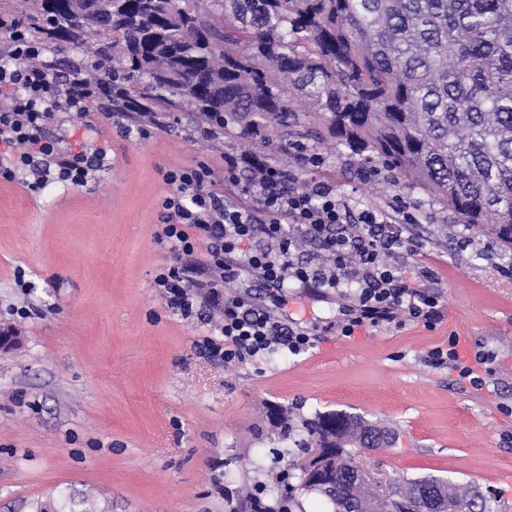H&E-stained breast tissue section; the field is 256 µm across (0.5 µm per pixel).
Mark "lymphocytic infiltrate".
I'll use <instances>...</instances> for the list:
<instances>
[{"label": "lymphocytic infiltrate", "mask_w": 512, "mask_h": 512, "mask_svg": "<svg viewBox=\"0 0 512 512\" xmlns=\"http://www.w3.org/2000/svg\"><path fill=\"white\" fill-rule=\"evenodd\" d=\"M0 33L8 36L0 49V177L20 180L34 194L55 184L87 186L111 169L110 146L75 145L68 129L52 134L47 125L61 114L95 127L99 105L112 97L108 86L89 82L79 67L51 77L41 62L43 44L2 16ZM238 168V159L228 156L220 177L204 163L166 170L169 191L155 233L178 258L154 279L168 306L187 314L200 299L222 313L224 342L213 345L214 353L231 361L278 350L297 355L314 345L312 332L282 324L248 297L224 295V285L242 281L278 291L297 282L321 297H336L330 327L340 336L367 325L431 328L441 322L445 306L436 271L417 267L413 285L393 260L400 225L415 220L407 204L361 207L330 182L314 179L301 189L270 165L242 187ZM303 240L317 244V251L298 253ZM494 359L481 350L461 355L453 338L425 356L428 366L454 371L476 389Z\"/></svg>", "instance_id": "1"}]
</instances>
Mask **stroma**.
I'll return each instance as SVG.
<instances>
[{"instance_id": "stroma-1", "label": "stroma", "mask_w": 512, "mask_h": 512, "mask_svg": "<svg viewBox=\"0 0 512 512\" xmlns=\"http://www.w3.org/2000/svg\"><path fill=\"white\" fill-rule=\"evenodd\" d=\"M171 130L125 138L111 120L112 168L83 188L33 196L0 177V512H235L243 492L270 483L298 456L267 409L293 420L361 416L395 436L357 460L390 495L397 479L433 476L512 512V255L488 235L404 186L362 185L358 161L330 157L314 171L362 205L398 198L417 207L399 261L432 266L445 304L435 328L408 323L336 335L331 300L295 288L284 323L315 327L305 354L224 362L222 317L183 316L152 281L175 263L154 233L169 167L204 161L222 171L237 143L194 135L179 110ZM457 337L493 351L481 390L423 361Z\"/></svg>"}]
</instances>
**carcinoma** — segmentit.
Instances as JSON below:
<instances>
[{"mask_svg": "<svg viewBox=\"0 0 512 512\" xmlns=\"http://www.w3.org/2000/svg\"><path fill=\"white\" fill-rule=\"evenodd\" d=\"M83 49L87 76L139 112L186 108L250 138L347 153L512 251V0H0V15ZM320 453L301 489L334 512H473L464 490L405 480L377 500L352 455L388 433L359 416L301 421Z\"/></svg>", "mask_w": 512, "mask_h": 512, "instance_id": "carcinoma-1", "label": "carcinoma"}]
</instances>
